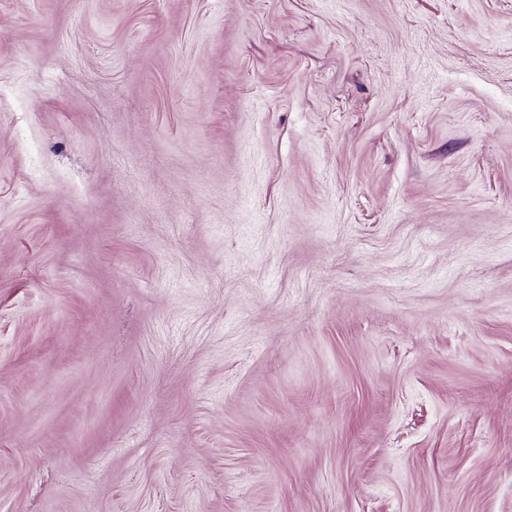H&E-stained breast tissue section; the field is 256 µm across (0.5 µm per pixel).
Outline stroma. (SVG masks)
Returning a JSON list of instances; mask_svg holds the SVG:
<instances>
[{
  "mask_svg": "<svg viewBox=\"0 0 512 512\" xmlns=\"http://www.w3.org/2000/svg\"><path fill=\"white\" fill-rule=\"evenodd\" d=\"M0 512H512V0H0Z\"/></svg>",
  "mask_w": 512,
  "mask_h": 512,
  "instance_id": "1",
  "label": "stroma"
}]
</instances>
